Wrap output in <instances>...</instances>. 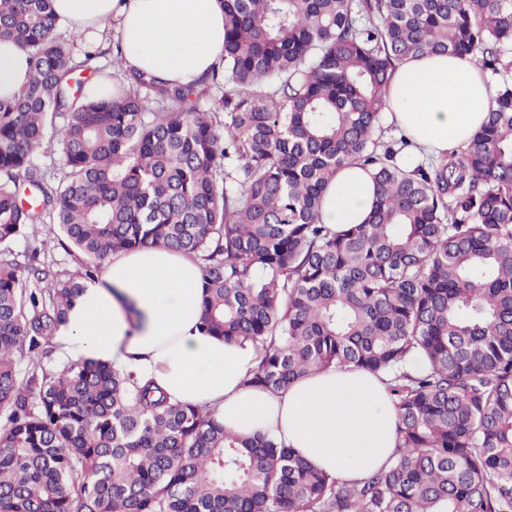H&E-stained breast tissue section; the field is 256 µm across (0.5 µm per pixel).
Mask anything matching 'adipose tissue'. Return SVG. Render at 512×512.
Instances as JSON below:
<instances>
[{
  "mask_svg": "<svg viewBox=\"0 0 512 512\" xmlns=\"http://www.w3.org/2000/svg\"><path fill=\"white\" fill-rule=\"evenodd\" d=\"M74 34L116 20L123 68L160 81L202 78L224 51L221 0H53ZM26 52L0 42V98L28 82ZM494 89L467 57L428 55L394 72L385 110L413 143V155L439 157L464 146L484 123ZM374 181L358 165L343 167L321 210L325 224L364 222ZM202 272L193 259L146 247L114 256L85 280L52 346L65 365L87 360L154 381L171 399L213 409L243 436L263 433L342 480L386 466L397 445L396 415L380 377L353 366L332 368L272 394L245 386L258 363L250 343H227L201 329Z\"/></svg>",
  "mask_w": 512,
  "mask_h": 512,
  "instance_id": "obj_1",
  "label": "adipose tissue"
}]
</instances>
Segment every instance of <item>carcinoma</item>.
I'll return each mask as SVG.
<instances>
[{"mask_svg": "<svg viewBox=\"0 0 512 512\" xmlns=\"http://www.w3.org/2000/svg\"><path fill=\"white\" fill-rule=\"evenodd\" d=\"M222 2L210 77L77 94L52 0H0V40L33 65L0 99V512H512V0ZM430 54L498 89L462 150L409 170L385 94ZM51 140L55 181L35 162ZM349 161L375 204L337 231L319 213ZM47 220L88 279L146 246L197 259L203 330L255 346L252 387L388 376L391 463L341 481L106 363L43 370L82 289L16 259ZM38 162L55 173L60 177L61 171L64 167V155L60 146L54 141L51 143H44L43 148L38 154Z\"/></svg>", "mask_w": 512, "mask_h": 512, "instance_id": "cac0c4a2", "label": "carcinoma"}]
</instances>
